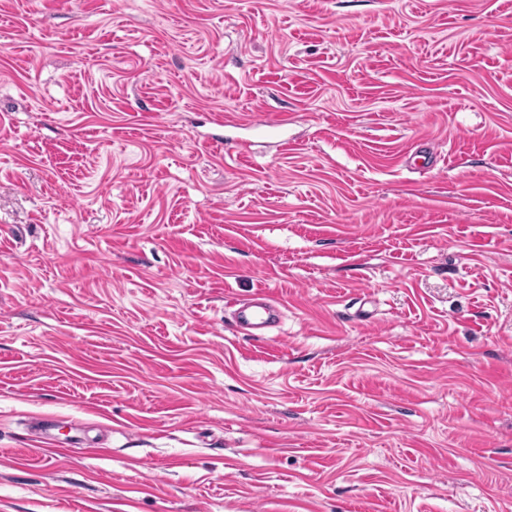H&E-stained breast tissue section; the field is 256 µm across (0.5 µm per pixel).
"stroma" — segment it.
Here are the masks:
<instances>
[{"label": "stroma", "mask_w": 512, "mask_h": 512, "mask_svg": "<svg viewBox=\"0 0 512 512\" xmlns=\"http://www.w3.org/2000/svg\"><path fill=\"white\" fill-rule=\"evenodd\" d=\"M0 512H512V0H0ZM233 317L236 325L247 336H266L281 322V311L263 291L255 292L247 300H235Z\"/></svg>", "instance_id": "stroma-1"}]
</instances>
